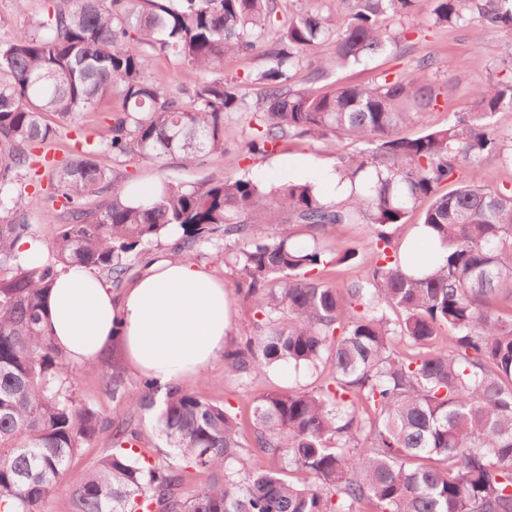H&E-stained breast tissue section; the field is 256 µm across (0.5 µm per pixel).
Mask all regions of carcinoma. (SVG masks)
Segmentation results:
<instances>
[{"label": "carcinoma", "mask_w": 512, "mask_h": 512, "mask_svg": "<svg viewBox=\"0 0 512 512\" xmlns=\"http://www.w3.org/2000/svg\"><path fill=\"white\" fill-rule=\"evenodd\" d=\"M346 2L341 17L307 10L281 19L271 0H46L29 28L0 39V512H45L77 448L109 427L111 448L68 487L62 512H363L362 503L369 512H512V314L493 311L512 299L501 293L512 283V187H489L481 170L486 154L512 166V130L494 122L512 108V81L489 82L471 111L416 135L402 129L438 105L435 57L368 85L297 86L296 70L322 42L333 41L334 53L310 65V84L397 44L404 33L384 21L414 14L417 0ZM427 20L512 31V0H429ZM152 50L180 60L189 99L149 81ZM253 53L267 65L252 98L223 70L226 56ZM114 96L96 145L77 140L63 161L35 154L58 135L48 117L67 123ZM239 113L256 120L245 158L287 139L346 134L363 144L338 157L350 195L333 201L308 182L225 176L84 206L112 183L99 156L192 164L223 155L225 119ZM40 163L53 173L50 201L61 203L46 223L60 231L51 256L35 262L18 248L32 227L13 184ZM449 180L456 188L444 193ZM416 209L445 249L419 276L390 232ZM292 224L369 225L377 252L368 278L321 283L315 270L356 250L339 239L294 242ZM219 231L234 244L224 265L237 293L267 326L225 353L228 367L243 379L281 364L332 368L317 390L255 401L252 443L276 462L269 469L244 468L232 411L186 384L170 386L160 404L151 381L131 397L114 356L112 400L159 407L174 455L149 457L144 433L77 403L73 368L45 322L60 270H98L118 291L159 238L173 237V254L190 260ZM190 469L211 480L186 496Z\"/></svg>", "instance_id": "cac0c4a2"}]
</instances>
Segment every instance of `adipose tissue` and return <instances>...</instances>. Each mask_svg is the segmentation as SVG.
<instances>
[{"label":"adipose tissue","mask_w":512,"mask_h":512,"mask_svg":"<svg viewBox=\"0 0 512 512\" xmlns=\"http://www.w3.org/2000/svg\"><path fill=\"white\" fill-rule=\"evenodd\" d=\"M49 334L67 360L91 364L120 334L126 363L159 392L200 375L230 330L223 283L203 266L163 255L113 291L83 267L59 272L47 294Z\"/></svg>","instance_id":"1"}]
</instances>
